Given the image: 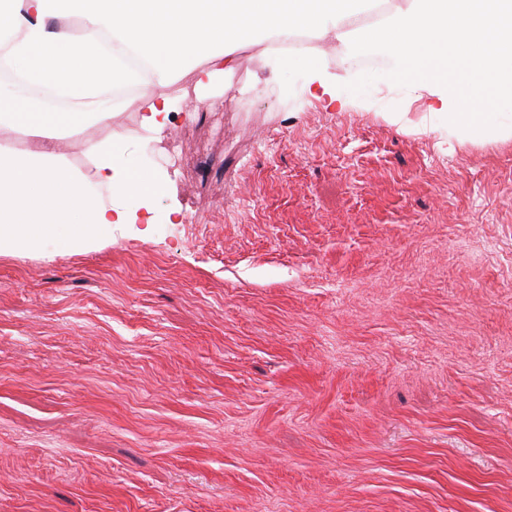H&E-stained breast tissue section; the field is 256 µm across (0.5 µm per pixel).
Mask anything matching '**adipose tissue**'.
Returning a JSON list of instances; mask_svg holds the SVG:
<instances>
[{"label":"adipose tissue","instance_id":"adipose-tissue-1","mask_svg":"<svg viewBox=\"0 0 512 512\" xmlns=\"http://www.w3.org/2000/svg\"><path fill=\"white\" fill-rule=\"evenodd\" d=\"M378 0H0V64L24 86H55L71 101L47 112L15 88L0 105V128L38 139L37 153L0 151V252L32 248L74 225V242L134 224L161 183L129 168L120 138L90 144L94 175L75 171L56 149L58 139L85 124L111 125L102 91L114 71L102 35L143 57L151 79L140 94L141 126L155 133L170 121L165 93L176 73L197 81L230 69L236 46L334 31L341 43L358 38L388 48L393 74L432 100L433 113L463 128L490 125L497 110L489 80L512 89V0H404L374 23ZM79 20L64 25L65 17ZM109 190L94 195L90 182ZM139 198V210L127 207Z\"/></svg>","mask_w":512,"mask_h":512}]
</instances>
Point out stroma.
Segmentation results:
<instances>
[{"label": "stroma", "mask_w": 512, "mask_h": 512, "mask_svg": "<svg viewBox=\"0 0 512 512\" xmlns=\"http://www.w3.org/2000/svg\"><path fill=\"white\" fill-rule=\"evenodd\" d=\"M312 43L63 143L88 176L119 136L165 188L152 223L0 254V512H512V106L452 133ZM309 69L310 74L308 86H310L312 94L316 98L321 99L328 97L329 103L336 102V106L340 110L365 108L364 101L353 95L339 92L337 83L334 82L320 67L317 65H311L309 66ZM313 89H315V92H313Z\"/></svg>", "instance_id": "1"}]
</instances>
